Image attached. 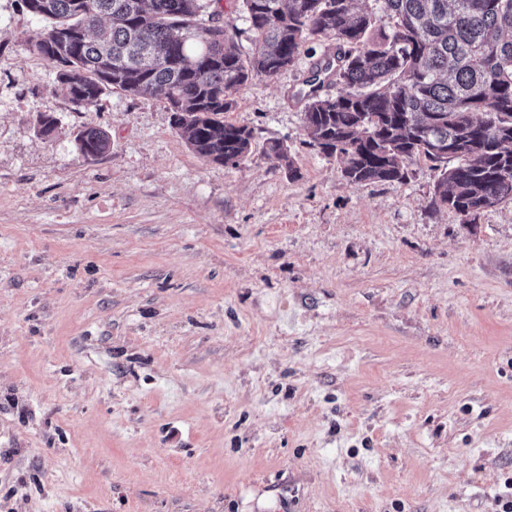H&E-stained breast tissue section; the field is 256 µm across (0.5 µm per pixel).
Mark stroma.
I'll use <instances>...</instances> for the list:
<instances>
[{
  "label": "stroma",
  "mask_w": 512,
  "mask_h": 512,
  "mask_svg": "<svg viewBox=\"0 0 512 512\" xmlns=\"http://www.w3.org/2000/svg\"><path fill=\"white\" fill-rule=\"evenodd\" d=\"M44 27L0 0V512H501L512 203L349 183L303 124L327 42L234 92L224 165L163 96L74 107ZM109 146V135L102 129H87L79 137L80 152L87 156L100 155L106 152Z\"/></svg>",
  "instance_id": "obj_1"
}]
</instances>
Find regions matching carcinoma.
<instances>
[{"label": "carcinoma", "instance_id": "cac0c4a2", "mask_svg": "<svg viewBox=\"0 0 512 512\" xmlns=\"http://www.w3.org/2000/svg\"><path fill=\"white\" fill-rule=\"evenodd\" d=\"M213 0H24L49 23L36 42L79 107L108 90L163 93L173 124L201 157L237 165L253 130L224 121L229 91L273 78L310 39L337 45L336 95L308 94L311 143L344 163L352 184L402 183L413 160L439 171L430 207L473 224L512 203V0H242L253 36L241 59L224 29L200 22ZM110 138L79 137L97 156Z\"/></svg>", "mask_w": 512, "mask_h": 512}]
</instances>
